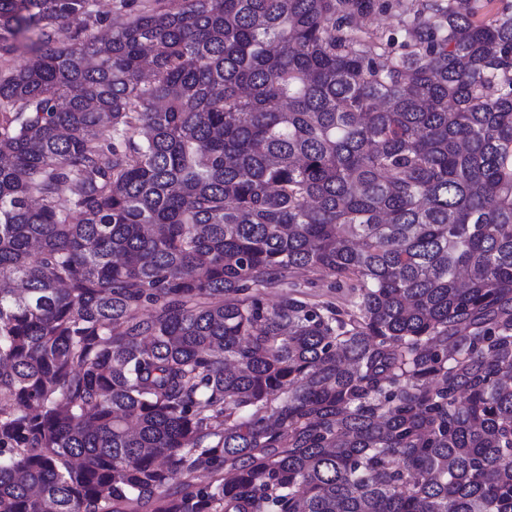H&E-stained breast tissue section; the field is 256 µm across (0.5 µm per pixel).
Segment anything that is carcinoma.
Here are the masks:
<instances>
[{"label":"carcinoma","instance_id":"1","mask_svg":"<svg viewBox=\"0 0 512 512\" xmlns=\"http://www.w3.org/2000/svg\"><path fill=\"white\" fill-rule=\"evenodd\" d=\"M90 16L0 0V512H512V3ZM292 281L312 302L341 303L347 298V288L333 285V280L325 275L299 272L293 275Z\"/></svg>","mask_w":512,"mask_h":512}]
</instances>
